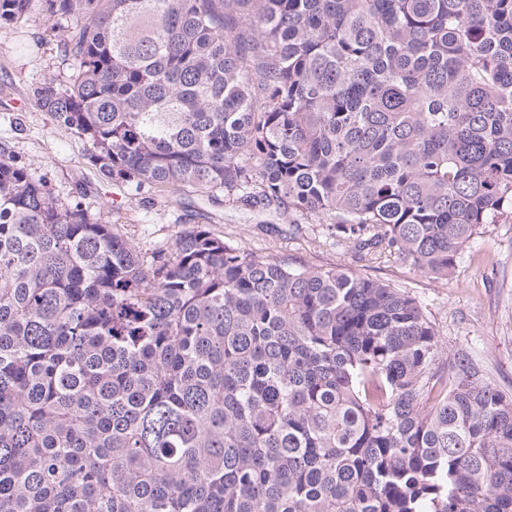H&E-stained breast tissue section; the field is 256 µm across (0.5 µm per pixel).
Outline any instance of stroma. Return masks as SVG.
Returning <instances> with one entry per match:
<instances>
[{
    "mask_svg": "<svg viewBox=\"0 0 512 512\" xmlns=\"http://www.w3.org/2000/svg\"><path fill=\"white\" fill-rule=\"evenodd\" d=\"M67 24L37 10L0 27V142L45 177L61 203L81 202L91 218L133 241L146 260L179 232L204 224L257 255L380 279L416 297L439 327L446 352L467 351L512 396V223L486 225L463 249L454 276L436 280L394 257L360 255L329 237L313 216L276 218L188 187L174 194L151 187L134 191L105 180L86 158V140L57 125L34 96L44 81L65 82L72 71L63 41Z\"/></svg>",
    "mask_w": 512,
    "mask_h": 512,
    "instance_id": "35a3bbf8",
    "label": "stroma"
}]
</instances>
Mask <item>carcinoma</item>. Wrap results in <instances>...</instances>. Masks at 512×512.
Returning <instances> with one entry per match:
<instances>
[{"mask_svg": "<svg viewBox=\"0 0 512 512\" xmlns=\"http://www.w3.org/2000/svg\"><path fill=\"white\" fill-rule=\"evenodd\" d=\"M130 189L319 217L437 279L512 216V0H0ZM0 512H512V397L409 293L197 225L140 252L0 144Z\"/></svg>", "mask_w": 512, "mask_h": 512, "instance_id": "1", "label": "carcinoma"}]
</instances>
